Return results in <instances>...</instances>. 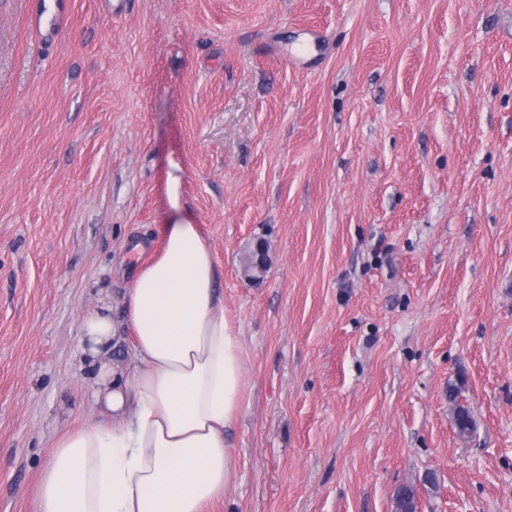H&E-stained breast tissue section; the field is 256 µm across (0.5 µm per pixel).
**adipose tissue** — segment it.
Listing matches in <instances>:
<instances>
[{
    "mask_svg": "<svg viewBox=\"0 0 512 512\" xmlns=\"http://www.w3.org/2000/svg\"><path fill=\"white\" fill-rule=\"evenodd\" d=\"M162 231V255L136 270L122 299L127 357L112 358L119 338L109 307L83 317L98 416L58 436L34 512H206L229 486L225 432L240 411V340L200 225Z\"/></svg>",
    "mask_w": 512,
    "mask_h": 512,
    "instance_id": "ef3b65f1",
    "label": "adipose tissue"
}]
</instances>
